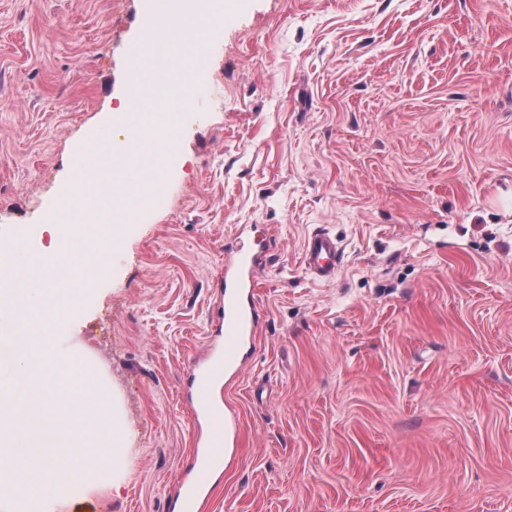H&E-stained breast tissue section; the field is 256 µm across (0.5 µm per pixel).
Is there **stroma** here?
Here are the masks:
<instances>
[{"label":"stroma","instance_id":"1","mask_svg":"<svg viewBox=\"0 0 512 512\" xmlns=\"http://www.w3.org/2000/svg\"><path fill=\"white\" fill-rule=\"evenodd\" d=\"M224 2L212 94L161 171H123L165 188L113 225L110 272L45 364L92 352L121 449L84 455L36 421L7 456L39 436L81 457V486L31 476L44 512H171L226 247L265 240L209 512H512V0ZM146 28L144 0H0V247L48 252L20 231L124 136L107 114ZM318 229L343 251L327 283L301 262Z\"/></svg>","mask_w":512,"mask_h":512}]
</instances>
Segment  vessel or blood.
I'll use <instances>...</instances> for the list:
<instances>
[{"mask_svg": "<svg viewBox=\"0 0 512 512\" xmlns=\"http://www.w3.org/2000/svg\"><path fill=\"white\" fill-rule=\"evenodd\" d=\"M302 266L314 280H334L341 266L336 238L321 230L308 235ZM259 271L260 255L253 251H237L224 265V303L219 308L223 338L206 343L191 365L187 401L197 432L190 464L172 492L175 512H207L213 481L239 446L237 418L218 394L236 376L242 351L259 327V314L242 302L243 295L257 288Z\"/></svg>", "mask_w": 512, "mask_h": 512, "instance_id": "b4317fda", "label": "vessel or blood"}]
</instances>
